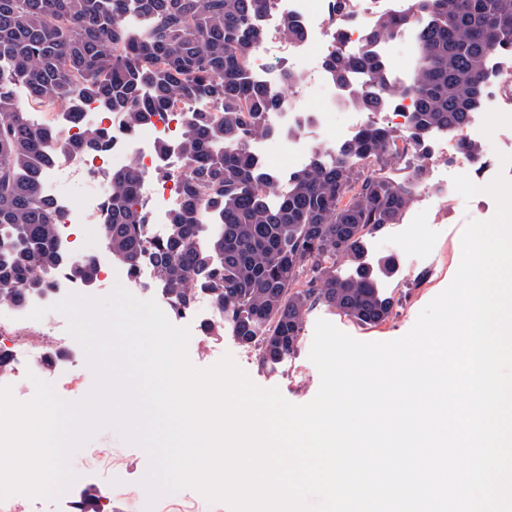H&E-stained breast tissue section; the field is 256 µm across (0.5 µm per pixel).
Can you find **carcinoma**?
I'll use <instances>...</instances> for the list:
<instances>
[{
    "instance_id": "obj_1",
    "label": "carcinoma",
    "mask_w": 512,
    "mask_h": 512,
    "mask_svg": "<svg viewBox=\"0 0 512 512\" xmlns=\"http://www.w3.org/2000/svg\"><path fill=\"white\" fill-rule=\"evenodd\" d=\"M271 2L0 0V306L22 304L59 276L97 280L95 260L70 263L55 250L61 213L41 174L66 156L104 152L110 133L89 126L73 137L65 130L80 113H65V122L32 113L93 98L121 114L130 133L194 105L178 142L157 147L182 168V203L166 236L148 239L147 212L136 208L145 174L133 160L112 171L102 224L112 258L132 274L149 260L176 313L207 291L224 319L206 333L228 331L269 367L296 351L305 313L317 304L369 325L391 316L394 298L363 262L366 239L400 222L424 186L429 137L462 135L488 87L490 57L512 54V0H411L397 15L379 14L356 49L336 30L325 59L333 81L362 112L410 96L409 130L402 136L371 122L335 156L315 150L274 205L279 178L251 142L278 133L271 117L300 75L286 70L273 85L250 72L262 40L257 18ZM406 23L418 29V61L402 89L375 50ZM279 36L297 44L303 33L287 20ZM17 84L28 90L24 102L13 96ZM401 143L417 163L396 181L383 169ZM341 261L354 274H338ZM101 499L96 487L84 488L76 512H102Z\"/></svg>"
}]
</instances>
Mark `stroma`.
<instances>
[{"instance_id":"stroma-1","label":"stroma","mask_w":512,"mask_h":512,"mask_svg":"<svg viewBox=\"0 0 512 512\" xmlns=\"http://www.w3.org/2000/svg\"><path fill=\"white\" fill-rule=\"evenodd\" d=\"M266 64L267 78L276 80L282 70H295L302 76L301 87L307 90L298 110V122L281 120L278 135L252 144L253 151L258 154H262L265 145H274L273 157H264L263 163L285 179L310 158L306 152L299 155L289 153L288 127H296L297 137L308 140L312 147L327 149L336 137V125L344 124L346 118L337 115L336 124L332 127H320L311 122L313 111L322 106L317 88L311 85V71L319 67V58L307 62L299 59L297 54L287 55L274 49L267 52ZM466 136L481 145V164L470 162L463 153L452 149L447 134L434 133L429 142L430 153L437 157L438 164L427 170L424 187L400 223L386 225L367 240L364 259L370 267L379 271L384 259L395 261L391 274L379 271L377 276L382 292L394 296L397 301L392 315L385 322L376 326L363 325L337 310L321 304L314 306L304 317L295 353L282 364L264 368L257 353L241 347L234 337L205 334L199 317L167 311L166 316L172 324L189 328L191 332L188 345L191 362L196 367L207 368L224 355H232L256 385L278 388L287 401L304 404L314 398L320 386L319 371L309 359L317 320H327L341 331L366 342H386L404 336L415 324L419 313L453 280L461 261L459 246L467 222L490 219L496 211V203L488 195L469 200L449 198V181L459 174L468 175L475 181L489 182L500 175L512 179V168L504 166L499 156L500 150L512 147V129L500 123L494 113L482 108L475 113L474 124ZM70 346L71 358L56 363L44 373L43 379L53 384L59 397L77 402L91 391L95 377L78 341H71ZM70 465L77 476L76 481L62 495L41 499L38 512H71L70 501L79 498L83 488L90 484L102 491L108 512H171L176 505L190 506L192 512H230L226 504L208 503L191 489L149 501L141 491V481L149 467L146 451L127 443L111 427L99 430L76 450Z\"/></svg>"}]
</instances>
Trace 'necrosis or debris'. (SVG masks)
I'll list each match as a JSON object with an SVG mask.
<instances>
[{
  "mask_svg": "<svg viewBox=\"0 0 512 512\" xmlns=\"http://www.w3.org/2000/svg\"><path fill=\"white\" fill-rule=\"evenodd\" d=\"M287 19L296 21L303 31V39L297 46L299 54H307L313 46L324 52L332 51L333 21L327 0H275L273 9L258 19L265 44H277L278 24ZM78 110L81 126H100L111 130L112 146L102 154L67 156L43 172L41 188L57 202L62 214L63 229L55 240L57 248L72 260L85 257V250L76 245L67 228L77 224L83 236L101 238L104 205L111 189L110 175L133 159L138 160L147 172L138 202L148 209V233L154 238L162 237L168 213L181 201L179 166L168 164L167 175L154 177L153 172L159 166L155 146L157 142H170L177 137L187 105H179L173 111L155 116L148 135L139 137L129 135L119 118L99 112L93 102H82ZM68 183L84 184L86 190L81 197L70 196L64 190ZM76 286L75 280L58 277L54 290L32 295L24 305L10 307L7 318L0 319V332L8 331L12 338L8 352L14 362L9 375L0 379L5 385H14L31 374H41L50 358L66 350L69 334L65 317L58 314L50 320H34L30 313L35 307L55 303Z\"/></svg>",
  "mask_w": 512,
  "mask_h": 512,
  "instance_id": "4bbe7bcc",
  "label": "necrosis or debris"
}]
</instances>
